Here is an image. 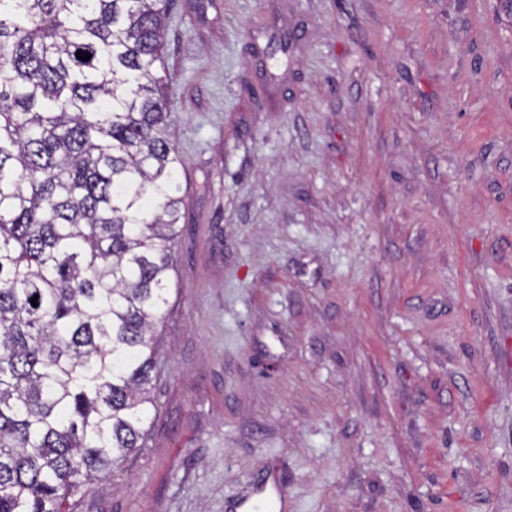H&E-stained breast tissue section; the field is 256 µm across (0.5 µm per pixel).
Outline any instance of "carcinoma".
Masks as SVG:
<instances>
[{"label": "carcinoma", "mask_w": 512, "mask_h": 512, "mask_svg": "<svg viewBox=\"0 0 512 512\" xmlns=\"http://www.w3.org/2000/svg\"><path fill=\"white\" fill-rule=\"evenodd\" d=\"M166 19L0 0V512H74L147 439L182 205Z\"/></svg>", "instance_id": "cac0c4a2"}]
</instances>
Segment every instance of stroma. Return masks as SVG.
I'll return each instance as SVG.
<instances>
[{
  "label": "stroma",
  "instance_id": "1",
  "mask_svg": "<svg viewBox=\"0 0 512 512\" xmlns=\"http://www.w3.org/2000/svg\"><path fill=\"white\" fill-rule=\"evenodd\" d=\"M164 65L156 416L77 512H512V12L170 0Z\"/></svg>",
  "mask_w": 512,
  "mask_h": 512
}]
</instances>
